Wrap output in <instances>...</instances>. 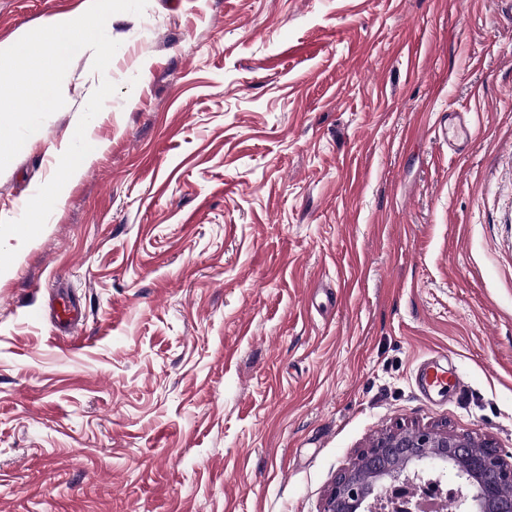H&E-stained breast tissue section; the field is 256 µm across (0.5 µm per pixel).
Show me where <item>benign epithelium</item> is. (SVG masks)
<instances>
[{
    "mask_svg": "<svg viewBox=\"0 0 512 512\" xmlns=\"http://www.w3.org/2000/svg\"><path fill=\"white\" fill-rule=\"evenodd\" d=\"M447 466L458 480V512H512V463L487 439L428 427L386 431L336 476L322 512H372L396 482L415 485Z\"/></svg>",
    "mask_w": 512,
    "mask_h": 512,
    "instance_id": "obj_1",
    "label": "benign epithelium"
}]
</instances>
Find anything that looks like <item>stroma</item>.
Listing matches in <instances>:
<instances>
[{"label":"stroma","instance_id":"35a3bbf8","mask_svg":"<svg viewBox=\"0 0 512 512\" xmlns=\"http://www.w3.org/2000/svg\"><path fill=\"white\" fill-rule=\"evenodd\" d=\"M81 2L0 0V42ZM112 36L0 172L21 217L117 85L0 256V512H321L399 426L512 461V0H148ZM32 241L31 224H16L7 234H2L0 227V251L20 250L28 247ZM55 315L57 320L67 328L69 334H73L84 321L81 307L70 301L63 302ZM419 379L424 389L431 393L448 384V371L443 369L436 360L429 359L421 365Z\"/></svg>","mask_w":512,"mask_h":512}]
</instances>
